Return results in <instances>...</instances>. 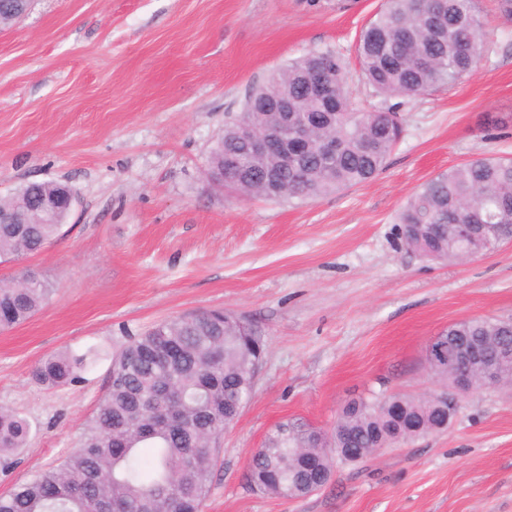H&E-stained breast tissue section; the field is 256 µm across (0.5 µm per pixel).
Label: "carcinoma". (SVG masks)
Segmentation results:
<instances>
[{"mask_svg": "<svg viewBox=\"0 0 512 512\" xmlns=\"http://www.w3.org/2000/svg\"><path fill=\"white\" fill-rule=\"evenodd\" d=\"M429 0H384L359 32L357 57L366 82L386 99L427 95L473 71L481 59L477 0H443V11L424 17ZM328 69L336 89L328 100L312 92L314 76ZM288 99V125L310 132L297 165L283 168L273 157L242 159L225 187L268 200H313L374 179L397 144L398 116L372 118L355 107L343 65L333 52L308 53L290 62L249 97L251 111L224 129L208 165L220 166L243 149L247 130L274 126L280 114L267 97ZM336 143L329 155L325 142ZM70 187L31 182L0 197V260L21 262L60 234L69 215ZM471 219L490 225L491 240L512 238V158H476L426 180L398 215L407 249L439 262L465 258L448 225ZM55 288L47 278L21 268L0 283V331L12 329L47 305ZM500 320L487 317L448 326L445 336L498 335ZM110 361L107 388L87 422L78 447L61 461L0 494V512H201L215 466L214 452L233 423L230 406L253 391L249 355L238 332L224 327V310L207 309L164 321L131 338L115 352L91 346L49 355L32 370L48 389L85 380ZM400 406L416 430L408 440L439 433L445 413L433 398L382 392L353 399L331 428L349 448H372L394 430L390 411ZM30 423L0 408V458L26 444ZM312 427L288 422V437L275 432L259 449L248 474L253 490L277 497L313 493L308 472L289 457L292 448L313 447ZM318 464L356 459L317 449Z\"/></svg>", "mask_w": 512, "mask_h": 512, "instance_id": "cac0c4a2", "label": "carcinoma"}]
</instances>
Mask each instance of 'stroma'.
Masks as SVG:
<instances>
[{
    "mask_svg": "<svg viewBox=\"0 0 512 512\" xmlns=\"http://www.w3.org/2000/svg\"><path fill=\"white\" fill-rule=\"evenodd\" d=\"M382 0H33L0 28V195L67 183L76 203L25 264L56 287L0 332V407L32 425L0 493L77 447L107 385L47 390L31 371L67 349L113 350L155 324L222 308L260 332L252 397L221 438L202 512H512V389L460 402L446 431L339 466L300 498L253 491L248 464L291 419L331 429L347 400L443 391L425 361L449 324L512 317V244L441 263L395 222L430 177L512 157V20L478 0L484 53L452 87L403 99L401 140L371 182L308 201L245 198L202 176L253 90L311 51L343 61L347 87L387 110L356 41Z\"/></svg>",
    "mask_w": 512,
    "mask_h": 512,
    "instance_id": "stroma-1",
    "label": "stroma"
}]
</instances>
